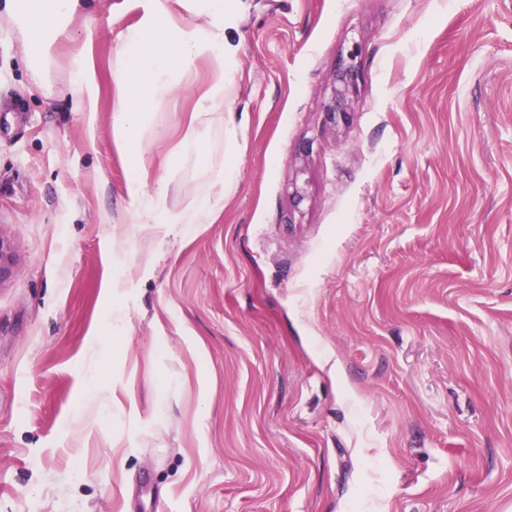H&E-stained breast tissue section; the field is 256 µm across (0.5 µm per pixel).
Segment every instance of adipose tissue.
Instances as JSON below:
<instances>
[{
    "label": "adipose tissue",
    "mask_w": 512,
    "mask_h": 512,
    "mask_svg": "<svg viewBox=\"0 0 512 512\" xmlns=\"http://www.w3.org/2000/svg\"><path fill=\"white\" fill-rule=\"evenodd\" d=\"M137 23L122 36L112 63V122L114 139L129 158L123 211L125 223L151 226L155 248L184 238L191 225L209 223L224 209L228 166L209 161L210 137L224 126V100L231 85L236 49L225 37L237 17L241 0H138ZM96 0H5V13L26 46L31 79L43 87L52 48L72 20L91 14ZM197 16L196 24L184 14ZM209 63V78L194 103L185 136L152 175L145 163L156 139V116L174 92L188 86L199 60ZM203 158L206 184L190 189L185 204L169 209V174L183 159Z\"/></svg>",
    "instance_id": "1"
}]
</instances>
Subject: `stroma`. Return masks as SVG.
Masks as SVG:
<instances>
[{
    "mask_svg": "<svg viewBox=\"0 0 512 512\" xmlns=\"http://www.w3.org/2000/svg\"><path fill=\"white\" fill-rule=\"evenodd\" d=\"M100 2L45 93L0 16V512H512V0H243L224 209L149 270L110 129L139 10ZM356 57L350 53L349 62L339 67L334 75L331 96L324 104V112L331 121L336 122L337 116L345 117L351 107L358 79ZM73 111H96L94 76L82 63H77V69L74 72ZM120 282L116 279H112V284L107 283L105 286V290L109 291L112 288V296H113V308H112V316L111 320L108 324L109 330L112 332L114 336H126L128 333V323L126 319V313L124 306L118 301L114 302V295L120 288Z\"/></svg>",
    "mask_w": 512,
    "mask_h": 512,
    "instance_id": "stroma-1",
    "label": "stroma"
}]
</instances>
